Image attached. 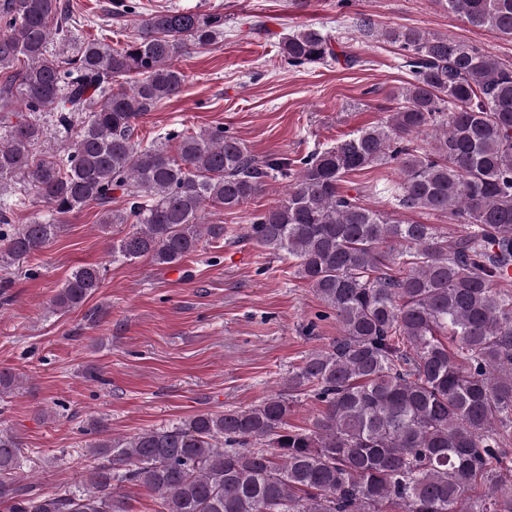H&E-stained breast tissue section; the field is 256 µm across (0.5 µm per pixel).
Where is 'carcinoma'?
Instances as JSON below:
<instances>
[{
    "label": "carcinoma",
    "mask_w": 512,
    "mask_h": 512,
    "mask_svg": "<svg viewBox=\"0 0 512 512\" xmlns=\"http://www.w3.org/2000/svg\"><path fill=\"white\" fill-rule=\"evenodd\" d=\"M495 37H512V0H435ZM224 36V16H143L120 48L78 40L57 0H0V268L58 234L60 217L93 203L100 228L130 224L112 245L127 262L176 265L202 238L208 206L232 210L279 173L284 198L247 236L297 260L336 317L339 336L288 376V392L248 408L204 412L129 438L88 422L95 464L73 489L19 483L18 436L0 429V503L9 512H126L127 484L158 495V512H512V63L446 35L391 28L407 80L400 104L300 160L251 154L222 126L134 140L137 120L181 94L175 58ZM291 67L325 64L332 36L305 26L282 46ZM427 146L415 142L421 134ZM179 140L177 155L168 143ZM399 167L391 211L345 194L342 178ZM124 207L112 208L115 193ZM33 197L45 214L14 223ZM467 225L402 221L400 211ZM81 266L52 298L65 314L101 288ZM17 375L0 370V398ZM321 405L309 428L288 424L293 398Z\"/></svg>",
    "instance_id": "obj_1"
}]
</instances>
